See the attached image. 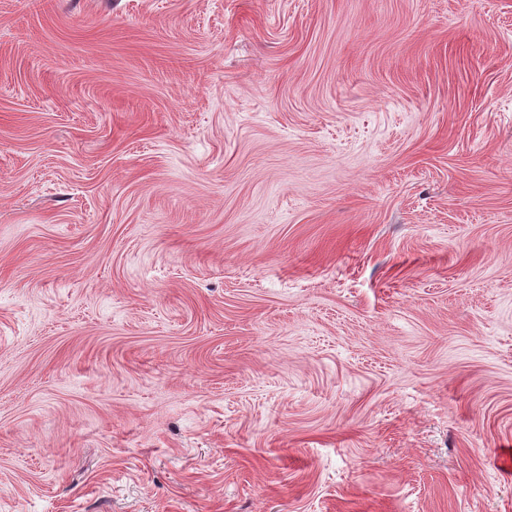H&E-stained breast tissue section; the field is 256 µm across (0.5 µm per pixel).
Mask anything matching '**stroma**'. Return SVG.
<instances>
[{
  "label": "stroma",
  "mask_w": 512,
  "mask_h": 512,
  "mask_svg": "<svg viewBox=\"0 0 512 512\" xmlns=\"http://www.w3.org/2000/svg\"><path fill=\"white\" fill-rule=\"evenodd\" d=\"M0 512H512V0H0Z\"/></svg>",
  "instance_id": "stroma-1"
}]
</instances>
